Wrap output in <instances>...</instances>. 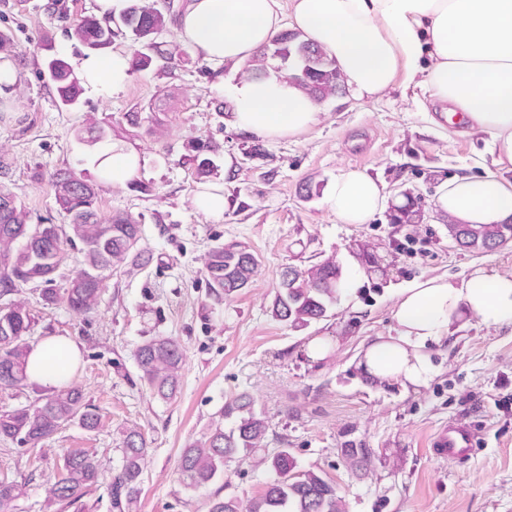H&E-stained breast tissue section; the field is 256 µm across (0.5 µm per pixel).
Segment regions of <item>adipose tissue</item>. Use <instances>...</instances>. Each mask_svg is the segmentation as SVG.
Listing matches in <instances>:
<instances>
[{"mask_svg":"<svg viewBox=\"0 0 512 512\" xmlns=\"http://www.w3.org/2000/svg\"><path fill=\"white\" fill-rule=\"evenodd\" d=\"M287 17L359 96L383 94L402 74L420 79L443 120L490 133L497 164L512 165V0H290L285 8L279 0H188L179 31L202 59L246 67ZM79 69L87 88L109 96L128 79V56H90ZM227 94L233 126L258 138H297L319 119L316 100L273 72L230 85ZM324 203L339 223L365 224L385 196L352 170L337 177ZM434 208L456 224L512 222V181L491 171L455 175L440 186ZM392 316L395 335L372 341L358 367L378 383L425 386L435 373L427 349L446 340L454 321L512 325V274L478 268L459 283L418 281L396 296ZM78 358L70 338L50 337L32 347L28 380L57 385Z\"/></svg>","mask_w":512,"mask_h":512,"instance_id":"ef3b65f1","label":"adipose tissue"}]
</instances>
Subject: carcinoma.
I'll list each match as a JSON object with an SVG mask.
<instances>
[{
    "label": "carcinoma",
    "instance_id": "carcinoma-1",
    "mask_svg": "<svg viewBox=\"0 0 512 512\" xmlns=\"http://www.w3.org/2000/svg\"><path fill=\"white\" fill-rule=\"evenodd\" d=\"M120 22L135 49L131 65L145 67L152 56L170 59L173 51L153 40L170 21V9H160L147 0H133L119 18L100 20L84 16L71 24L70 35L91 52L112 47ZM42 50L43 73L53 84L59 108L70 110L79 101L82 87L69 64L54 51L50 40ZM277 62L275 70L285 72L301 90L316 100L342 93L344 80L336 62L319 47L291 30L276 34L257 55L256 64L245 69L249 77L267 73V64ZM201 177L209 176L214 162L207 156L208 146L191 144ZM54 195L67 223L50 238L36 234V225L28 223V211L9 190L0 188V198L10 206L0 209V291L11 293L30 283L41 285L40 295L47 304L63 302L78 315L96 310L101 290L112 266L126 260L135 265L148 263L150 256L137 249L142 239L141 225L125 214L101 222L97 209L98 185L69 169L54 174ZM405 203L390 210L392 224H421L425 213L408 193ZM448 236L461 250L492 252L512 242L510 224H450ZM80 246L82 264L69 287L60 294L54 283L61 265L64 247ZM356 257L368 275L382 280L388 274L373 268L377 254L369 243L358 244ZM259 266L256 255L245 246L230 242L209 250L205 260L204 281L207 293L221 302L247 287ZM346 279L336 256H328L309 266L289 265L281 273L271 314L292 328L308 327L331 316L341 300ZM34 320L25 303L14 301L0 311V387H21L27 382L28 354L26 339ZM135 360L140 379L155 396L169 400L179 388L184 353L179 341L168 336H154L137 346ZM86 430L99 425L95 407L81 389L63 383L42 402L0 413V439L37 445L70 423ZM269 425L255 409L253 397L243 391L226 401L202 438L180 454L177 471L185 488L199 491L224 475L226 463L239 454L252 455L264 447ZM147 442L136 427L123 432L120 462L112 476L110 499L112 512H134L142 483ZM349 466L357 471L373 464L371 452L353 445L341 449ZM258 464L270 475L262 495L242 502L235 497L208 499V512H345L336 485L311 469H303L286 448L260 457ZM99 469L94 456L85 450H72L64 457L63 472L52 487L54 499L67 507L80 502L88 488L97 484ZM25 494L23 485L0 482V512H14L16 502Z\"/></svg>",
    "mask_w": 512,
    "mask_h": 512
}]
</instances>
